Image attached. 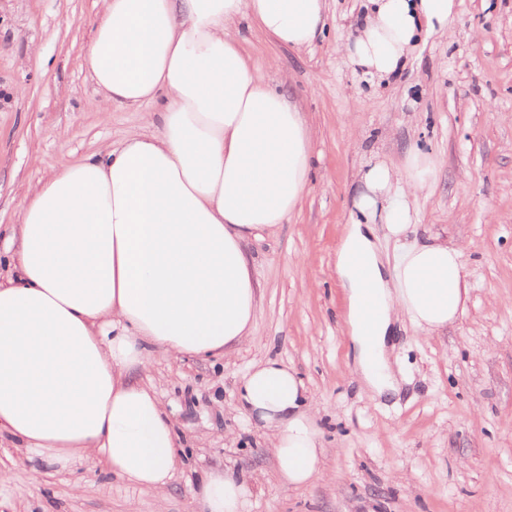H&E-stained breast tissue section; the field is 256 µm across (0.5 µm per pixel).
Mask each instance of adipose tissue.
Instances as JSON below:
<instances>
[{"label":"adipose tissue","mask_w":512,"mask_h":512,"mask_svg":"<svg viewBox=\"0 0 512 512\" xmlns=\"http://www.w3.org/2000/svg\"><path fill=\"white\" fill-rule=\"evenodd\" d=\"M325 0H102L84 64L109 101L148 107L144 126L63 165L26 199L0 239V432L51 462L84 459L166 494L177 435L135 376L153 348L225 357L250 335L259 285L247 251L298 208L313 148L289 95L273 87L229 30L241 18L304 48ZM457 0H366L342 45L364 74L397 76L429 35L451 31ZM436 161L413 148L401 167L361 170L356 217L336 250L355 367L393 392L396 321L439 335L470 299L465 248L437 237L399 246L386 269L374 223L401 237L408 205ZM239 412L271 437L287 486L323 476L317 410L296 373L252 366ZM208 512H249L232 470L206 472Z\"/></svg>","instance_id":"adipose-tissue-1"}]
</instances>
